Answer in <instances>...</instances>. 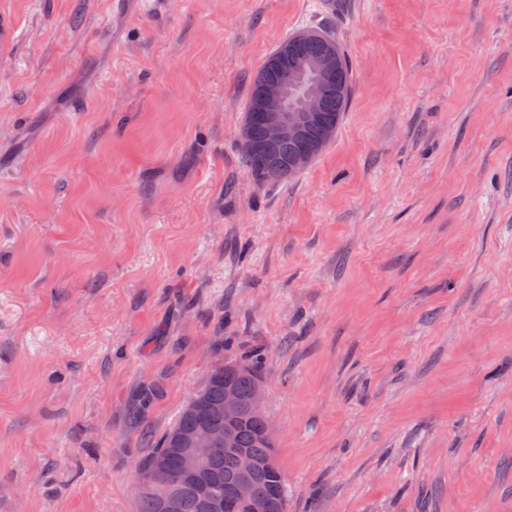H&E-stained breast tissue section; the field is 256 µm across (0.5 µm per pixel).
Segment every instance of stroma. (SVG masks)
I'll use <instances>...</instances> for the list:
<instances>
[{"mask_svg": "<svg viewBox=\"0 0 512 512\" xmlns=\"http://www.w3.org/2000/svg\"><path fill=\"white\" fill-rule=\"evenodd\" d=\"M340 2L0 0V512H138L251 351L288 512H512V0ZM315 26L348 108L259 182L253 79Z\"/></svg>", "mask_w": 512, "mask_h": 512, "instance_id": "1", "label": "stroma"}]
</instances>
